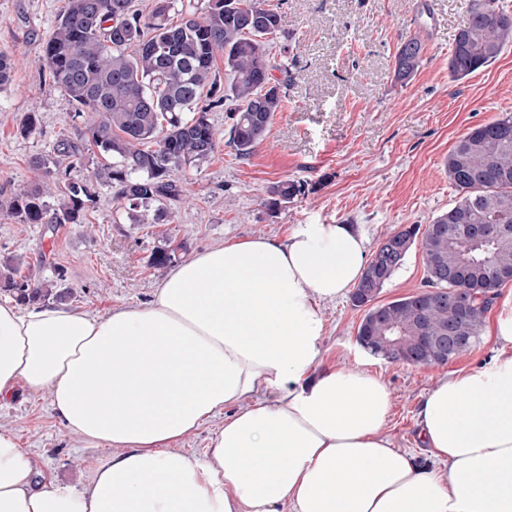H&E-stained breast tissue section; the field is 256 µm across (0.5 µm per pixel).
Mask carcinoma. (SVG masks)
Here are the masks:
<instances>
[{"label":"carcinoma","instance_id":"1","mask_svg":"<svg viewBox=\"0 0 512 512\" xmlns=\"http://www.w3.org/2000/svg\"><path fill=\"white\" fill-rule=\"evenodd\" d=\"M169 0H156L142 18L133 0H67L44 48V63L54 84L74 109L90 114L82 142L110 155L96 178L116 189L133 223L138 210L157 203L153 223L171 222L166 203L180 199L178 173L209 160L217 137L207 112L229 104L228 144L241 157L251 155L268 136L284 107L278 68L268 45L285 37L281 14L269 0H208L174 22ZM512 45V16L495 0H471L448 67L463 79L493 63ZM415 37L400 40L395 54L398 80H408L423 61ZM224 58L225 83L216 77L217 56ZM13 55L0 51V87L12 80ZM80 146L61 140L54 157H36L41 180L9 198L5 208L23 224H82L93 202L87 183L68 179L61 201L47 196L61 175V160L80 156ZM448 180L460 192L455 205L426 228L411 224L384 241H399L404 253L377 248L351 295L364 310L357 335L363 347L389 360L413 366L443 365L470 351L486 314L503 284L512 281V234L487 232L476 224L512 226V116L471 129L444 160ZM305 193V184L283 180L268 190L265 205L274 213ZM422 250L427 277L423 290L375 305L373 301L402 265L413 245ZM7 269L0 288L21 305L72 298L68 288L27 274L15 279ZM461 341L443 347L448 325Z\"/></svg>","mask_w":512,"mask_h":512}]
</instances>
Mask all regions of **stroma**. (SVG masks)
Segmentation results:
<instances>
[{
	"mask_svg": "<svg viewBox=\"0 0 512 512\" xmlns=\"http://www.w3.org/2000/svg\"><path fill=\"white\" fill-rule=\"evenodd\" d=\"M64 0H0V50L16 69L0 89V200L32 187L34 157L52 154L60 138L80 142L87 121L52 82L44 47ZM284 30L298 43L288 70L277 73L287 102L267 139L250 157L228 143L224 109L208 118L217 133L212 158L180 176L183 196L170 224L131 223L111 187L94 181L102 160L83 150L71 179L92 183L89 228L75 224H23L0 214V265L71 288L70 307L97 317L111 309L148 302L169 271L156 266L157 250L172 248L175 262L230 240L283 238L297 224H358L378 246L409 224H430L459 198L443 160L470 129L512 115V46L492 64L454 78L448 59L471 0H275ZM417 37L424 61L407 82L394 71L398 42ZM36 113L33 135L16 127ZM285 179L306 182L305 194L277 212L264 205L269 186ZM427 270L419 247L381 288L377 303L416 293ZM327 363H353L361 347L363 318L350 299L324 307ZM498 350L480 334L466 354L443 365L413 366L373 355L368 371L392 395L387 429L404 448H417L416 413L436 380L451 371L488 362ZM0 427L28 450L43 481L77 489L88 485L94 465L109 460L108 447L88 448L68 433L47 392L19 386L0 401Z\"/></svg>",
	"mask_w": 512,
	"mask_h": 512,
	"instance_id": "1",
	"label": "stroma"
}]
</instances>
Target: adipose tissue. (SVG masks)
Wrapping results in <instances>:
<instances>
[{
	"label": "adipose tissue",
	"instance_id": "ef3b65f1",
	"mask_svg": "<svg viewBox=\"0 0 512 512\" xmlns=\"http://www.w3.org/2000/svg\"><path fill=\"white\" fill-rule=\"evenodd\" d=\"M368 252L353 225L299 224L195 254L104 317L0 304V400L47 391L69 433L114 450L77 490L36 479L0 428V512H512V298L493 359L423 396L424 461L364 361L323 365L322 307ZM219 415L204 457L175 452Z\"/></svg>",
	"mask_w": 512,
	"mask_h": 512
}]
</instances>
